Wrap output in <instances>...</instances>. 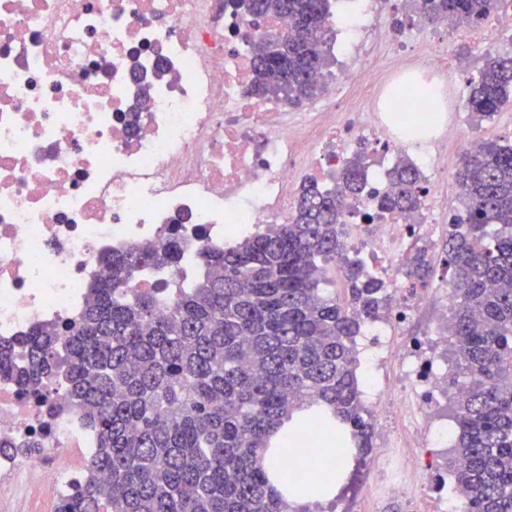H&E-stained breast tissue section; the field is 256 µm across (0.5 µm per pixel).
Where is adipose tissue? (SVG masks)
I'll list each match as a JSON object with an SVG mask.
<instances>
[{"label":"adipose tissue","instance_id":"obj_1","mask_svg":"<svg viewBox=\"0 0 512 512\" xmlns=\"http://www.w3.org/2000/svg\"><path fill=\"white\" fill-rule=\"evenodd\" d=\"M295 422L284 433L280 447L270 449L264 454L262 463L269 472L274 488H281L283 480H295L306 484L308 492L288 496L287 501L300 508L314 501H328L335 498L345 482L350 470L355 449L344 446L339 434L332 429H321L313 445L302 442L304 433L303 414H295ZM319 451L321 467L319 472L308 470L304 459L311 451ZM295 457L299 467L295 471H284L281 462L284 457Z\"/></svg>","mask_w":512,"mask_h":512}]
</instances>
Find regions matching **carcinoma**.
<instances>
[{
	"mask_svg": "<svg viewBox=\"0 0 512 512\" xmlns=\"http://www.w3.org/2000/svg\"><path fill=\"white\" fill-rule=\"evenodd\" d=\"M256 18L288 19V30L257 44L247 94L300 105L321 90L334 29L331 0H244ZM497 0H420L430 24H484ZM512 101V57L487 52L469 82L473 126ZM368 153L346 158L331 189L304 182L286 224H265L232 246L211 245L201 267L176 284L161 314L160 291L129 293L148 268L179 263L173 233L102 262L110 276L63 328L39 326L23 363L0 342V377L35 392L63 372L67 393L93 432L88 477L61 512H288L270 487L261 452L298 412L334 425L354 447L371 448L373 424L361 400L357 337L391 309L386 282L350 242L347 204L367 187ZM464 213L448 222L444 262L454 301L457 436L449 471L465 512H512V144L482 140L455 173ZM377 213L408 217L423 205L415 163L400 160ZM341 261L343 297L320 284ZM427 252L405 263L422 287Z\"/></svg>",
	"mask_w": 512,
	"mask_h": 512,
	"instance_id": "obj_1",
	"label": "carcinoma"
}]
</instances>
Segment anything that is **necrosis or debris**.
Wrapping results in <instances>:
<instances>
[{
    "instance_id": "obj_1",
    "label": "necrosis or debris",
    "mask_w": 512,
    "mask_h": 512,
    "mask_svg": "<svg viewBox=\"0 0 512 512\" xmlns=\"http://www.w3.org/2000/svg\"><path fill=\"white\" fill-rule=\"evenodd\" d=\"M287 27L255 24L224 0H0V341L21 355L29 331L75 319L92 301L91 284L108 275L104 254L177 230L183 256L163 273L176 283L206 245L286 223L299 185L334 176L355 139L381 157L351 213L373 211L398 157H413L422 173L415 219L386 214L353 239L399 284L403 243L444 223L438 189L451 159L444 132L404 138L383 98L406 81L444 76L442 55L375 28L369 39L400 61L349 72L371 90L363 112L341 116L333 94L300 112L246 93L252 43ZM395 298L388 322L368 328L369 342L400 362L398 385L427 417L439 396L437 348L448 336L388 348L389 324L414 307L403 293ZM93 450L63 376L38 398L0 379V512H16L20 495L67 498ZM380 472L382 497L412 501L414 477L395 455L384 456Z\"/></svg>"
}]
</instances>
